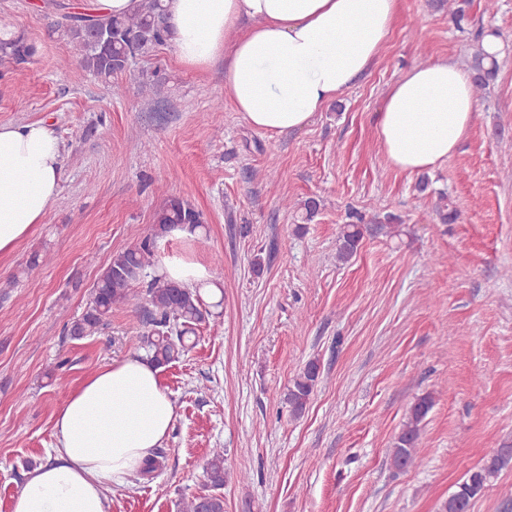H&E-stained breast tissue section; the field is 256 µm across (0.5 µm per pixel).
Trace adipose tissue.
Listing matches in <instances>:
<instances>
[{
  "label": "adipose tissue",
  "instance_id": "1",
  "mask_svg": "<svg viewBox=\"0 0 512 512\" xmlns=\"http://www.w3.org/2000/svg\"><path fill=\"white\" fill-rule=\"evenodd\" d=\"M180 62L203 70L226 57L224 91L269 136L308 125L376 60L397 0H164ZM468 73L441 58L412 65L378 113V145L407 173L436 169L468 133ZM62 180V148L42 121L0 124V254L42 223ZM175 404L150 361L101 367L59 409L56 443L12 512H108L105 489L143 471L167 437Z\"/></svg>",
  "mask_w": 512,
  "mask_h": 512
}]
</instances>
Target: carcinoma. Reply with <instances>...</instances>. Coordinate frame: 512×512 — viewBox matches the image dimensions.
<instances>
[{
    "instance_id": "obj_1",
    "label": "carcinoma",
    "mask_w": 512,
    "mask_h": 512,
    "mask_svg": "<svg viewBox=\"0 0 512 512\" xmlns=\"http://www.w3.org/2000/svg\"><path fill=\"white\" fill-rule=\"evenodd\" d=\"M64 10L62 26L70 42L80 55V62L100 81L112 82V76L125 71L127 60L147 56L164 45L171 32L167 26L162 0H138L135 8L122 16L71 14L70 5L58 4ZM34 47L22 36L0 39V62L22 63L32 56ZM472 89L486 90L497 74L496 61H486V54L478 50L471 63ZM201 213L190 203L169 197L153 216L152 232L139 247L113 256L93 288L90 302L80 318L71 322L69 331L75 339H82L98 331L112 312L129 304L137 297L134 286L143 284V298L151 310L142 320L141 340L150 361L157 367H166L185 352L197 327L207 322L210 311L198 289L185 288L149 272L156 262V239L174 228L196 232L202 227ZM363 230L358 223L345 224L338 237L337 258L349 260L358 250ZM321 367L317 360H309L297 373L285 393V401L293 416L301 417L320 380ZM433 406L432 397L422 396L408 412L407 421L395 439L391 454L392 465L405 470L418 465L417 445L421 423ZM512 464V448L504 446L482 464L470 469L457 484L455 491L443 505V512H470L473 500L481 496L502 469ZM209 491L183 502L182 512H224L226 471L224 449L211 450L205 468Z\"/></svg>"
}]
</instances>
